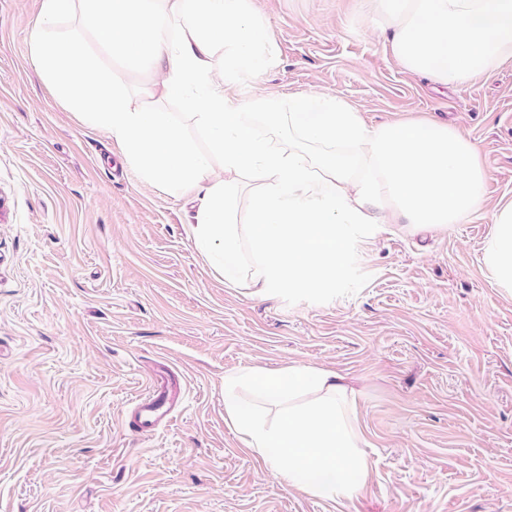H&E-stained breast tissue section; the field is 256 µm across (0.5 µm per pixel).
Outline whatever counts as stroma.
Returning a JSON list of instances; mask_svg holds the SVG:
<instances>
[{
	"label": "stroma",
	"mask_w": 512,
	"mask_h": 512,
	"mask_svg": "<svg viewBox=\"0 0 512 512\" xmlns=\"http://www.w3.org/2000/svg\"><path fill=\"white\" fill-rule=\"evenodd\" d=\"M279 62L232 95L322 91L366 124L427 117L473 141L482 210L447 230H357L335 291L252 297L142 184L33 54L42 0H0V512H512V294L485 263L512 202V64L459 87L405 72L359 0H251ZM187 392L129 428L155 363ZM310 365L352 390L369 476L328 500L280 483L224 418V377Z\"/></svg>",
	"instance_id": "stroma-1"
}]
</instances>
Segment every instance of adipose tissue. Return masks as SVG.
<instances>
[{"instance_id": "ef3b65f1", "label": "adipose tissue", "mask_w": 512, "mask_h": 512, "mask_svg": "<svg viewBox=\"0 0 512 512\" xmlns=\"http://www.w3.org/2000/svg\"><path fill=\"white\" fill-rule=\"evenodd\" d=\"M250 0H43L34 34L37 62L56 94L120 145L144 184L197 200L189 235L226 282L262 296L283 288L335 287L352 252L355 225L404 224L441 231L482 208L489 172L476 145L430 119L367 126L346 101L320 92L264 94L239 102L230 87L274 68L278 54ZM373 31L406 71L463 86L512 62V0H361ZM87 19L97 52L57 32L69 15ZM224 54V72L213 58ZM154 72L146 96L193 112L207 150L186 140L172 113L133 102L102 56ZM288 128L298 144L274 146ZM320 146L318 157L302 144ZM228 173L266 176L236 223ZM485 264L512 291V202L497 208ZM250 388L254 399L241 396ZM353 401L336 372L291 365L224 377V414L243 445L288 487L332 500L351 497L368 475Z\"/></svg>"}]
</instances>
